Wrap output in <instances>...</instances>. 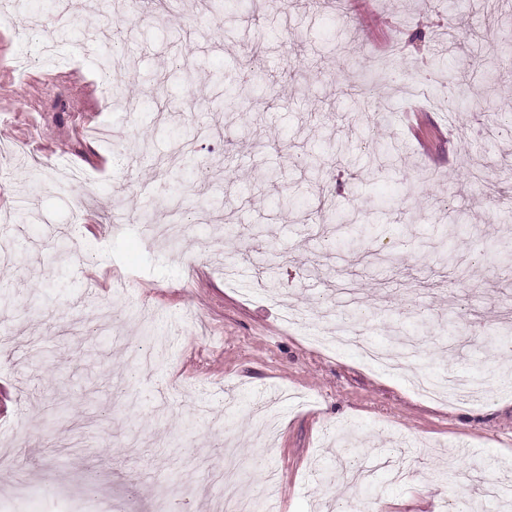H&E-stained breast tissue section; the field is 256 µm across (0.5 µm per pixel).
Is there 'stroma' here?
<instances>
[{"mask_svg":"<svg viewBox=\"0 0 512 512\" xmlns=\"http://www.w3.org/2000/svg\"><path fill=\"white\" fill-rule=\"evenodd\" d=\"M54 2L13 0L19 24L37 21L26 43L0 27V142L13 154L0 178V212L12 215L0 223V454L10 459L0 512H97L103 499L152 512L191 459L229 447L256 460L243 494L261 497L278 472L277 512L321 500L344 512L353 496L363 512H466L462 492L512 481V389L497 383L512 350L483 346L489 330L512 326V265L489 249L512 244V222L493 170L470 176L487 154L512 163V8L489 17L478 0H322L305 12L261 0L218 25L212 0L157 14L111 0L102 30L100 0L51 28L64 0ZM461 14L481 51L442 46ZM47 39L82 41L96 60L133 50L125 96L103 108L99 73L82 62L17 72L18 51ZM494 64V78L449 106L464 67ZM230 83L242 96L227 112ZM371 83L378 106L355 111L349 89ZM372 141L394 144L399 161L373 164ZM175 150L196 169L191 192L173 191ZM60 160L91 181L58 195ZM146 198L159 224L202 206L222 221L154 239L140 219ZM77 208L63 260L55 242ZM334 211L376 234L354 242ZM285 303L302 325L282 324ZM325 308L355 309L373 346L422 320L417 372L465 377L477 395L419 398L411 373L336 347ZM345 436L375 469L355 494L316 474Z\"/></svg>","mask_w":512,"mask_h":512,"instance_id":"35a3bbf8","label":"stroma"}]
</instances>
